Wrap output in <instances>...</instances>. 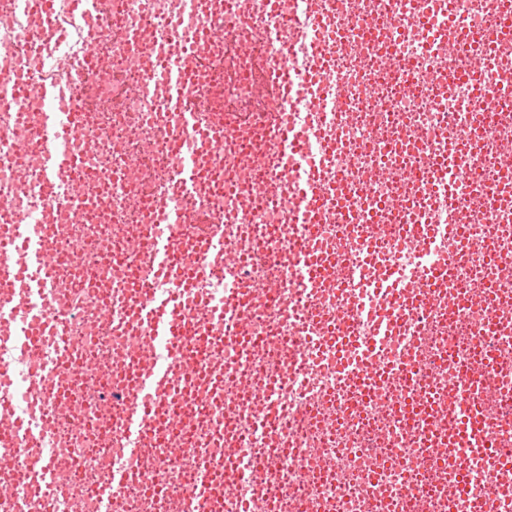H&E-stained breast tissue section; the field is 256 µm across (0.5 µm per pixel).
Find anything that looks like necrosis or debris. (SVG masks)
Masks as SVG:
<instances>
[{
    "instance_id": "necrosis-or-debris-1",
    "label": "necrosis or debris",
    "mask_w": 512,
    "mask_h": 512,
    "mask_svg": "<svg viewBox=\"0 0 512 512\" xmlns=\"http://www.w3.org/2000/svg\"><path fill=\"white\" fill-rule=\"evenodd\" d=\"M221 2L229 21L213 40L208 0H106L86 13L74 0H51L58 30L38 41L36 6L0 0V85L90 63L86 84L62 87L57 99L79 114L72 162L59 171L61 181L78 182L76 194L33 190L42 168L33 117L45 109L37 92L0 106V224L28 218L62 253L46 305L70 314L36 348L0 349L22 377L19 391L0 396V419L53 424L47 441L23 443L0 463V486L19 488L18 512H52L56 498L64 512H99L100 489L119 466L126 478L108 512H512V206L493 211L486 199L502 183L498 159L512 154V34L504 30L512 0H350L347 18L326 20L317 49L307 19L319 0ZM471 28L487 38L474 81ZM270 29L275 38H266ZM89 40L96 55L88 60ZM175 54L202 125L236 132L202 157L200 189L182 201L170 145L184 131L154 79ZM315 57L342 89L331 123L312 100ZM286 71L296 77L291 102L261 93ZM430 71L444 81L419 82ZM146 82L151 92L140 93ZM281 120L327 152L323 173L336 183L339 204L318 214L312 250L356 255L363 271L356 278L336 268L325 293L310 288L291 251L303 226L292 220L301 200L279 149ZM18 141L25 156L13 150ZM460 172L474 191L458 203ZM176 200L186 221L203 210L223 225L226 249L261 291L242 304L225 296L213 309L185 299L187 317L208 327L209 369L180 397L163 388L156 398L191 424L177 431V447L155 442L127 460L117 419L142 400L129 370L144 332L103 321L106 285H157L139 240ZM355 200L361 208L339 223ZM425 223L441 229L430 256L448 265L441 280L428 279L415 247L414 227ZM450 223L463 225L465 240L445 232ZM487 239L501 260L477 251ZM391 266L429 284L402 305L401 330L379 339L373 291ZM310 305L334 322H308ZM231 306L240 320L229 326ZM60 344L76 368L38 374L37 355ZM361 354L381 370L353 385L341 366ZM274 381L278 422L261 432L254 411ZM471 412L485 422L486 452L458 425ZM34 456L64 477L53 495L26 480ZM250 458L264 468L225 494L227 475ZM202 475L212 495L198 506L189 490Z\"/></svg>"
}]
</instances>
